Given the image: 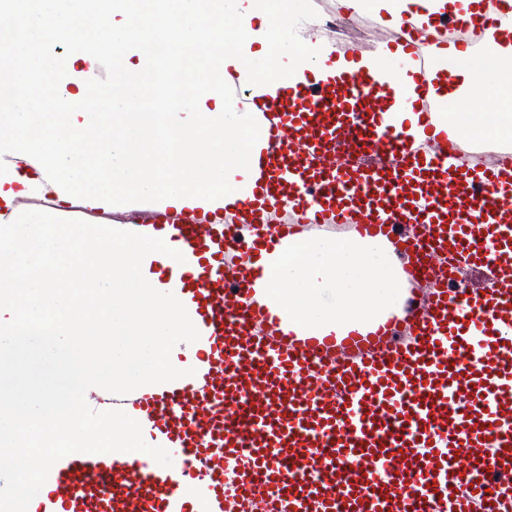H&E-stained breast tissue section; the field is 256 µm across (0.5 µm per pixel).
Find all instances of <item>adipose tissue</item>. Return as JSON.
<instances>
[{
	"mask_svg": "<svg viewBox=\"0 0 512 512\" xmlns=\"http://www.w3.org/2000/svg\"><path fill=\"white\" fill-rule=\"evenodd\" d=\"M500 36V45L493 56L477 58L466 50L457 52L455 73L464 77L472 88L483 92L488 100L499 101L505 106L512 103V89L501 81L502 74L512 71V29L501 31ZM448 132L474 138L511 137L512 114L505 110L471 112L461 103Z\"/></svg>",
	"mask_w": 512,
	"mask_h": 512,
	"instance_id": "obj_1",
	"label": "adipose tissue"
}]
</instances>
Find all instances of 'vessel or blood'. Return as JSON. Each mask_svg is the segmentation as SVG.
<instances>
[{"label":"vessel or blood","instance_id":"1","mask_svg":"<svg viewBox=\"0 0 512 512\" xmlns=\"http://www.w3.org/2000/svg\"><path fill=\"white\" fill-rule=\"evenodd\" d=\"M432 3L373 15L392 30L371 52L327 40L318 76L256 86L225 69L260 126L235 203L102 206L44 181L34 202L57 217L166 232L200 350L194 375L87 398L133 414L172 466L69 454L35 512H512V148L449 135V99L485 100L440 87L449 49L482 52L512 0ZM340 59L359 70L336 73ZM311 235L375 241L401 269L400 313L340 333L289 321L255 261Z\"/></svg>","mask_w":512,"mask_h":512}]
</instances>
